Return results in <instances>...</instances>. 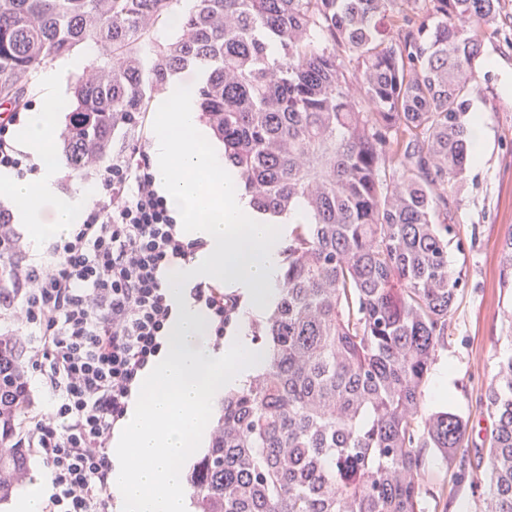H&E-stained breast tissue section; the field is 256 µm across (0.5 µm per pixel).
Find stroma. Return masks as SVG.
Masks as SVG:
<instances>
[{
    "label": "stroma",
    "instance_id": "35a3bbf8",
    "mask_svg": "<svg viewBox=\"0 0 512 512\" xmlns=\"http://www.w3.org/2000/svg\"><path fill=\"white\" fill-rule=\"evenodd\" d=\"M506 23L483 47L487 67L479 77L481 93L472 102L486 132L485 152L470 165L468 185L454 213V233L448 245V265L461 279L458 306L448 323L425 390V406L454 400L469 414L470 445L487 447L495 422L483 405L497 365L512 346L504 338L503 312L512 296L502 286L500 253L512 234V93L504 78L512 75V0H502ZM445 393H438V386ZM426 507L438 512H484L475 484L455 483L452 471L429 457L420 475Z\"/></svg>",
    "mask_w": 512,
    "mask_h": 512
}]
</instances>
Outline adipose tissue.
Returning a JSON list of instances; mask_svg holds the SVG:
<instances>
[{"label":"adipose tissue","instance_id":"ef3b65f1","mask_svg":"<svg viewBox=\"0 0 512 512\" xmlns=\"http://www.w3.org/2000/svg\"><path fill=\"white\" fill-rule=\"evenodd\" d=\"M43 81L47 89L44 102L16 131L19 143L35 160L38 171L32 177L0 172V191L23 203L22 220L28 224L32 238L37 241L58 237L67 233L72 225L81 223L84 204L95 193L94 187L88 186L76 198L64 200L57 194L61 173L48 156L50 131L59 116L62 94L56 71H46Z\"/></svg>","mask_w":512,"mask_h":512}]
</instances>
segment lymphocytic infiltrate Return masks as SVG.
<instances>
[{"label":"lymphocytic infiltrate","mask_w":512,"mask_h":512,"mask_svg":"<svg viewBox=\"0 0 512 512\" xmlns=\"http://www.w3.org/2000/svg\"><path fill=\"white\" fill-rule=\"evenodd\" d=\"M99 179L84 222L50 243L51 262H32L17 235L0 236V275L9 282L0 314L34 331L26 369L52 399L21 422L51 472L44 512H110L112 439L176 314L167 274L206 248L181 234L143 144L117 153ZM188 295L223 341L238 297L220 282L197 283Z\"/></svg>","instance_id":"f902f5d3"}]
</instances>
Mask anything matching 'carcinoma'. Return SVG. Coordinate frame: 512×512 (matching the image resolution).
<instances>
[{
    "label": "carcinoma",
    "mask_w": 512,
    "mask_h": 512,
    "mask_svg": "<svg viewBox=\"0 0 512 512\" xmlns=\"http://www.w3.org/2000/svg\"><path fill=\"white\" fill-rule=\"evenodd\" d=\"M500 0H0V101L90 43L112 59L62 105L81 175L112 158L156 89L203 73L201 111L256 211L291 223L264 369L224 396L190 476L194 512H425V451L469 477L468 418L424 411L461 291L452 196ZM178 30L161 38L154 26ZM512 293V233L501 250ZM26 342L0 333V506L29 470ZM481 486L512 512V355L486 398Z\"/></svg>",
    "instance_id": "1"
}]
</instances>
